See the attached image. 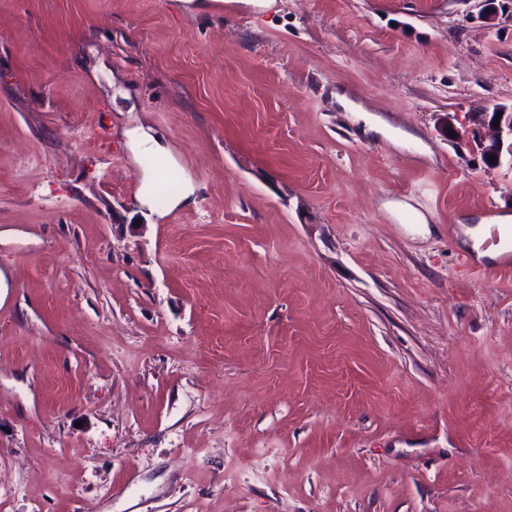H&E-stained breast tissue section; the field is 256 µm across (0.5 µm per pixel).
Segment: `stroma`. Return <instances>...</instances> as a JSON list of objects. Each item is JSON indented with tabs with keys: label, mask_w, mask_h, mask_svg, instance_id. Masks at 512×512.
Here are the masks:
<instances>
[{
	"label": "stroma",
	"mask_w": 512,
	"mask_h": 512,
	"mask_svg": "<svg viewBox=\"0 0 512 512\" xmlns=\"http://www.w3.org/2000/svg\"><path fill=\"white\" fill-rule=\"evenodd\" d=\"M496 6L0 0V512H512ZM498 112L502 113L499 120V127L493 122ZM475 122L487 127L490 134L480 140L479 150L483 163L490 169L501 165L502 158L509 157L512 165V106L495 107L492 112H480L475 115ZM490 155H495L496 160L491 161ZM462 241L464 245L470 243V250L476 255L477 260L489 259L491 261H499L501 253L495 250L482 249L485 239L490 234V225L477 224L476 226H468L466 224L461 226Z\"/></svg>",
	"instance_id": "obj_1"
}]
</instances>
